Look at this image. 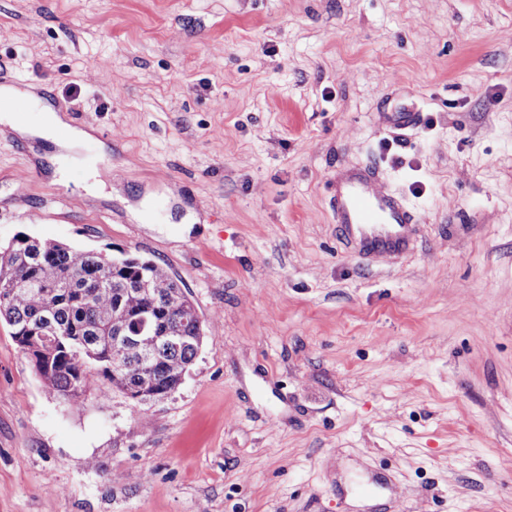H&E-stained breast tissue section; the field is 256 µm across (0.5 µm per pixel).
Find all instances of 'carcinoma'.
Listing matches in <instances>:
<instances>
[{
    "label": "carcinoma",
    "mask_w": 512,
    "mask_h": 512,
    "mask_svg": "<svg viewBox=\"0 0 512 512\" xmlns=\"http://www.w3.org/2000/svg\"><path fill=\"white\" fill-rule=\"evenodd\" d=\"M168 269L26 234L0 251V321L44 390L66 408L109 385L148 399L175 391L193 364L203 322ZM43 350L29 352L34 333Z\"/></svg>",
    "instance_id": "cac0c4a2"
}]
</instances>
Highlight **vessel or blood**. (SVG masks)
Returning <instances> with one entry per match:
<instances>
[{
    "mask_svg": "<svg viewBox=\"0 0 512 512\" xmlns=\"http://www.w3.org/2000/svg\"><path fill=\"white\" fill-rule=\"evenodd\" d=\"M380 165L340 167L329 182L330 207L340 240L360 258H399L417 242L414 216L403 197L377 190Z\"/></svg>",
    "mask_w": 512,
    "mask_h": 512,
    "instance_id": "1",
    "label": "vessel or blood"
}]
</instances>
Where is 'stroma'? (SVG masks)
<instances>
[{
  "instance_id": "1",
  "label": "stroma",
  "mask_w": 512,
  "mask_h": 512,
  "mask_svg": "<svg viewBox=\"0 0 512 512\" xmlns=\"http://www.w3.org/2000/svg\"><path fill=\"white\" fill-rule=\"evenodd\" d=\"M0 74L98 148L0 124V248L154 260L204 325L69 410L0 322V512H512V0H0ZM368 162L405 259L337 240ZM383 180L379 164L341 166L329 181L330 207L339 239L360 258H399L411 253L417 227L403 197L375 191Z\"/></svg>"
}]
</instances>
